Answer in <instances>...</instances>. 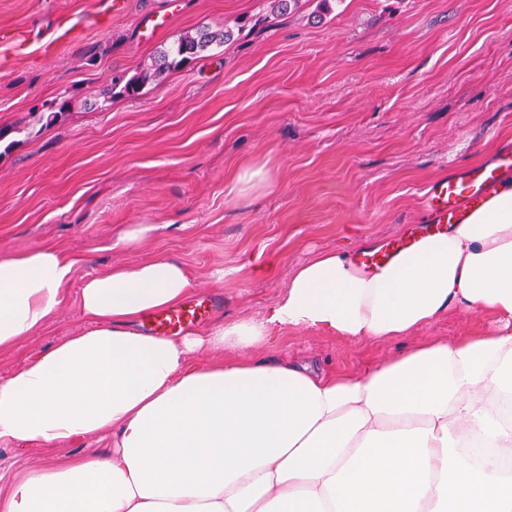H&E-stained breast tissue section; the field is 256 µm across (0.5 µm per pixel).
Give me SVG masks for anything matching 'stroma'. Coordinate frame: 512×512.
<instances>
[{
    "instance_id": "35a3bbf8",
    "label": "stroma",
    "mask_w": 512,
    "mask_h": 512,
    "mask_svg": "<svg viewBox=\"0 0 512 512\" xmlns=\"http://www.w3.org/2000/svg\"><path fill=\"white\" fill-rule=\"evenodd\" d=\"M98 2L0 0V28L32 35L17 60L0 43V256L56 247L74 262L56 314L0 351V378L85 327L88 276L163 256L189 269L209 322L256 317L298 263L417 232L432 180L512 147V0H343L325 14L300 0L270 25L255 22L265 0H126L108 26L44 53L56 16L85 19ZM202 26L236 36L137 97L108 96L112 74L140 73ZM261 165L270 182H239ZM136 224L152 230L123 244ZM493 325L451 310L413 338ZM401 348L287 330L266 357L357 372ZM111 446L108 432L0 445V487Z\"/></svg>"
}]
</instances>
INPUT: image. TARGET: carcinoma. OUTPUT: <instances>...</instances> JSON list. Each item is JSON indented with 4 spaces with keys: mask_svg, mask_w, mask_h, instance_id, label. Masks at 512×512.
<instances>
[{
    "mask_svg": "<svg viewBox=\"0 0 512 512\" xmlns=\"http://www.w3.org/2000/svg\"><path fill=\"white\" fill-rule=\"evenodd\" d=\"M300 0H270L269 13L265 14L262 21L270 23L280 15L298 7ZM234 32L228 29L211 30L201 27L193 35L179 37L172 46L160 52L155 61L153 72H146L138 76L126 77L124 73H116L111 76L109 96L119 93L124 96H136L142 85L151 77L156 78L164 72H172L180 69L185 64L201 57V54L212 47H221L233 40Z\"/></svg>",
    "mask_w": 512,
    "mask_h": 512,
    "instance_id": "1",
    "label": "carcinoma"
}]
</instances>
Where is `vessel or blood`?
Wrapping results in <instances>:
<instances>
[{
  "label": "vessel or blood",
  "instance_id": "vessel-or-blood-1",
  "mask_svg": "<svg viewBox=\"0 0 512 512\" xmlns=\"http://www.w3.org/2000/svg\"><path fill=\"white\" fill-rule=\"evenodd\" d=\"M80 27L78 18L70 15L57 17L52 27V43L73 39ZM510 170L512 149H505L488 163L431 182L423 196L428 216L425 232H438L446 225L459 223L467 210L484 200L501 174ZM208 314V304L200 301L152 315L148 320V328L165 333L204 320Z\"/></svg>",
  "mask_w": 512,
  "mask_h": 512
}]
</instances>
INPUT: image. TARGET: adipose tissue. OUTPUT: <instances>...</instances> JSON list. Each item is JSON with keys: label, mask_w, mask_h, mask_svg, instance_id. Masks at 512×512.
<instances>
[{"label": "adipose tissue", "mask_w": 512, "mask_h": 512, "mask_svg": "<svg viewBox=\"0 0 512 512\" xmlns=\"http://www.w3.org/2000/svg\"><path fill=\"white\" fill-rule=\"evenodd\" d=\"M71 276L54 248L0 257V348L50 319ZM192 287L164 257L83 280L85 329L0 379V444L108 431L112 450L29 472L0 512H512V181L372 268L320 252L258 317L190 336L140 329ZM452 309L498 326L356 373L257 357L286 329L395 341ZM222 349L223 363L192 359Z\"/></svg>", "instance_id": "1"}]
</instances>
